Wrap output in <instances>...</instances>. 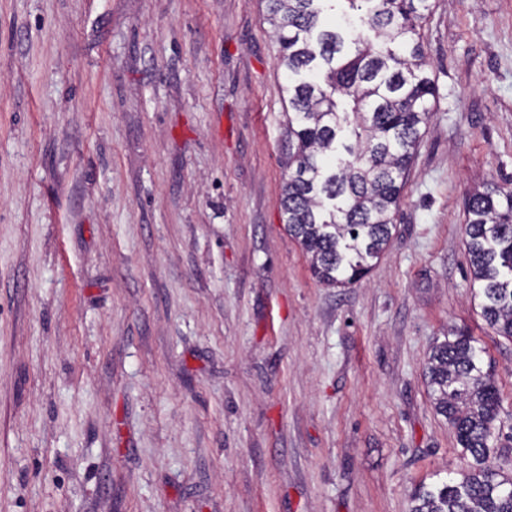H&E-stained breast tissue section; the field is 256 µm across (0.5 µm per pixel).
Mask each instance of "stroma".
<instances>
[{"instance_id":"1","label":"stroma","mask_w":512,"mask_h":512,"mask_svg":"<svg viewBox=\"0 0 512 512\" xmlns=\"http://www.w3.org/2000/svg\"><path fill=\"white\" fill-rule=\"evenodd\" d=\"M437 97L392 238L318 283L282 223L265 0H0V512H408L461 469L425 363L467 330L464 201L512 188V0H428Z\"/></svg>"}]
</instances>
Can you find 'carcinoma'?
Returning <instances> with one entry per match:
<instances>
[{
	"label": "carcinoma",
	"mask_w": 512,
	"mask_h": 512,
	"mask_svg": "<svg viewBox=\"0 0 512 512\" xmlns=\"http://www.w3.org/2000/svg\"><path fill=\"white\" fill-rule=\"evenodd\" d=\"M266 0L287 72L288 153L280 199L288 234L314 277L344 287L386 250L393 213L432 112L420 22L428 0ZM465 245L481 315L512 339V190L486 183L465 206ZM425 377L466 466L411 494L409 512H512V478L490 465L499 389L467 332L432 346Z\"/></svg>",
	"instance_id": "1"
}]
</instances>
